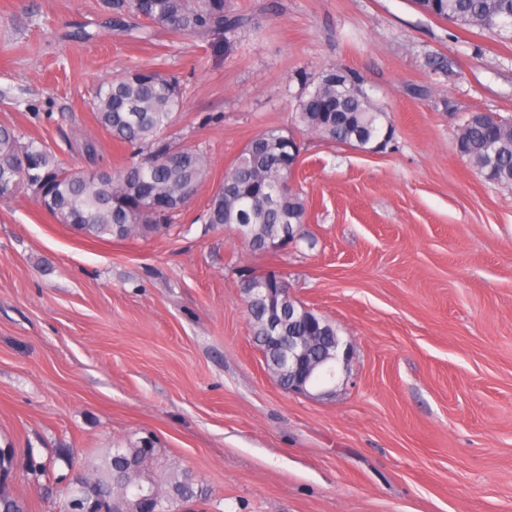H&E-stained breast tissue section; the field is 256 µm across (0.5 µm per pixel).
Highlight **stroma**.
Here are the masks:
<instances>
[{"label":"stroma","instance_id":"obj_1","mask_svg":"<svg viewBox=\"0 0 512 512\" xmlns=\"http://www.w3.org/2000/svg\"><path fill=\"white\" fill-rule=\"evenodd\" d=\"M260 32L133 44L100 0H0V122L66 163L94 139L106 76L187 83L177 128L210 175L175 224L85 236L26 194L0 201V448L27 512H59L68 478L150 437L193 472L205 512H512V191L452 150L460 117L512 115V41L414 0H234ZM453 68L434 72L433 57ZM353 72L395 127L362 153L303 137L306 241L254 252L198 217L245 143L290 128L318 70ZM275 266L333 321L351 359L330 392L283 390L254 346L241 284ZM45 465L38 477L30 461Z\"/></svg>","mask_w":512,"mask_h":512}]
</instances>
